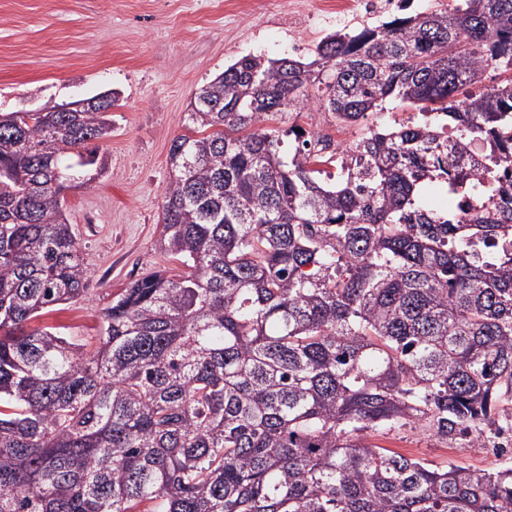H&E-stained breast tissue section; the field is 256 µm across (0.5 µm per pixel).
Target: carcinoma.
Returning <instances> with one entry per match:
<instances>
[{
	"label": "carcinoma",
	"instance_id": "carcinoma-1",
	"mask_svg": "<svg viewBox=\"0 0 512 512\" xmlns=\"http://www.w3.org/2000/svg\"><path fill=\"white\" fill-rule=\"evenodd\" d=\"M494 68L508 75L478 94ZM169 149L159 248L89 347L30 323L88 292L63 190L111 116L0 112V512H512V465L370 443L408 423L462 448L512 391V0L246 55ZM345 146L275 121L313 103ZM295 134L291 156L284 138ZM340 161L333 187L319 166ZM430 179L462 202L429 208ZM417 112L418 110L411 107H400L397 104L387 103L386 109L382 111V114L369 117L368 124H371V121H374V124L377 125L393 124L394 120H405L410 116H416Z\"/></svg>",
	"mask_w": 512,
	"mask_h": 512
}]
</instances>
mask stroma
Returning <instances> with one entry per match:
<instances>
[{"label":"stroma","instance_id":"1","mask_svg":"<svg viewBox=\"0 0 512 512\" xmlns=\"http://www.w3.org/2000/svg\"><path fill=\"white\" fill-rule=\"evenodd\" d=\"M382 21L373 0H0L1 112L118 94L112 133L98 143L105 171L66 193L93 282L86 298L37 325L94 341L99 312L132 281L184 274L157 242L169 148L203 85L242 56L308 57L329 34ZM289 122L346 144L363 132L314 106ZM369 439L432 464L492 472L512 463V451L459 448L410 426Z\"/></svg>","mask_w":512,"mask_h":512}]
</instances>
